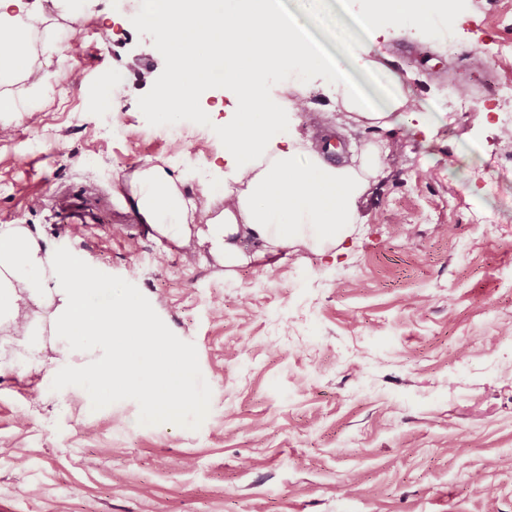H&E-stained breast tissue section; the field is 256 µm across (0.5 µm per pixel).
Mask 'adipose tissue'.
<instances>
[{
    "label": "adipose tissue",
    "instance_id": "obj_1",
    "mask_svg": "<svg viewBox=\"0 0 512 512\" xmlns=\"http://www.w3.org/2000/svg\"><path fill=\"white\" fill-rule=\"evenodd\" d=\"M436 13L435 0H369L362 24L375 31L389 22L427 28ZM36 18L27 0H0V115L19 111L23 98L54 92L51 72L38 69ZM150 29L168 51L169 71L144 101L145 111L159 122H177L213 85L219 67L234 111L224 122L223 163L201 172L190 164H144L123 177L128 208L160 237L197 241L228 268L298 246L341 253L358 222L360 197L383 175L390 132L425 122L384 54L374 44L348 42L349 67L341 69L313 49L277 0H164ZM300 65L328 73L340 111L372 130L350 163H327L313 140L295 134V118L309 106L300 78H289L284 96L264 94L272 72ZM355 72L376 82L377 97L352 80ZM15 331L28 352L15 372L33 366L48 335L63 358L84 356L77 375L103 391L140 392L154 417L174 421L185 406H206L187 363L152 365L170 350L131 293L57 251L29 225L0 224V332Z\"/></svg>",
    "mask_w": 512,
    "mask_h": 512
}]
</instances>
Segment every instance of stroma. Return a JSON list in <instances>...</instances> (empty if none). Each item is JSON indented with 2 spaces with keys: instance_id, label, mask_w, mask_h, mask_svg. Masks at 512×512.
I'll list each match as a JSON object with an SVG mask.
<instances>
[{
  "instance_id": "35a3bbf8",
  "label": "stroma",
  "mask_w": 512,
  "mask_h": 512,
  "mask_svg": "<svg viewBox=\"0 0 512 512\" xmlns=\"http://www.w3.org/2000/svg\"><path fill=\"white\" fill-rule=\"evenodd\" d=\"M279 0L325 57L336 28L366 38L364 0ZM454 27L388 25L377 39L431 135L396 130L338 258L306 248L226 273L207 248L159 241L120 180L147 161L206 168L224 150V90L184 111L176 140L142 111L167 56L138 0H42L51 100L0 139V224H27L139 305L188 362L206 410L151 418L135 392L102 398L44 337L41 364L0 334V512H512V166L498 134L512 83L495 15L512 0H453ZM115 75L118 111L95 101ZM93 223H57L58 194ZM481 223H472V213ZM165 254L157 264V254Z\"/></svg>"
}]
</instances>
